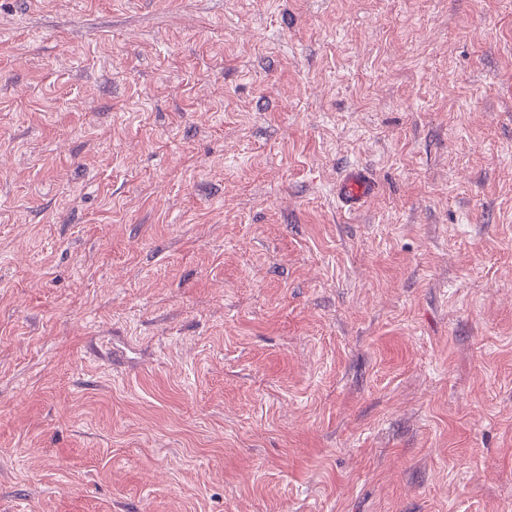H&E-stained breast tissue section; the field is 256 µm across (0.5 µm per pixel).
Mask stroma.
<instances>
[{"instance_id":"stroma-1","label":"stroma","mask_w":512,"mask_h":512,"mask_svg":"<svg viewBox=\"0 0 512 512\" xmlns=\"http://www.w3.org/2000/svg\"><path fill=\"white\" fill-rule=\"evenodd\" d=\"M0 512H512V0H0ZM370 195V182L359 168L347 169L336 182V198L344 210L359 208Z\"/></svg>"}]
</instances>
